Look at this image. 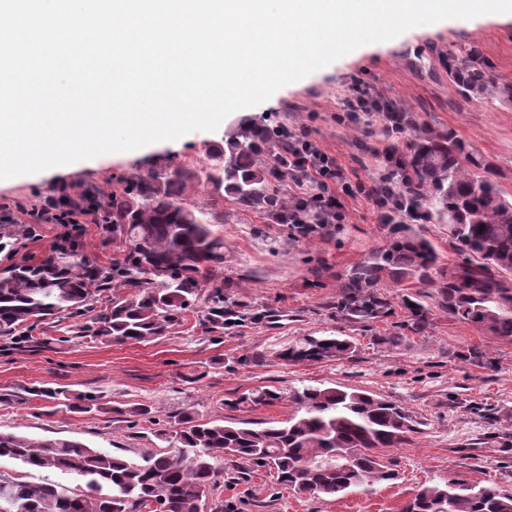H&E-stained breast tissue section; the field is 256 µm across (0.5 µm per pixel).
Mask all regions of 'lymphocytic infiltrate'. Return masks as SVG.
<instances>
[{"mask_svg":"<svg viewBox=\"0 0 512 512\" xmlns=\"http://www.w3.org/2000/svg\"><path fill=\"white\" fill-rule=\"evenodd\" d=\"M288 152V208L277 215L276 221L291 225L299 234L346 223L342 202L346 196L360 195L372 201L387 223L397 216L412 223L427 218L422 205L409 199L399 154L393 144L373 149L381 175L378 182L371 184L350 181L336 157L317 144L309 129L289 131Z\"/></svg>","mask_w":512,"mask_h":512,"instance_id":"lymphocytic-infiltrate-1","label":"lymphocytic infiltrate"}]
</instances>
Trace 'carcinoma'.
Returning <instances> with one entry per match:
<instances>
[{
	"instance_id": "obj_1",
	"label": "carcinoma",
	"mask_w": 512,
	"mask_h": 512,
	"mask_svg": "<svg viewBox=\"0 0 512 512\" xmlns=\"http://www.w3.org/2000/svg\"><path fill=\"white\" fill-rule=\"evenodd\" d=\"M448 78L465 98L512 102V84L493 79L490 63L473 46L448 56ZM394 133L408 130L402 156L411 175L412 197L448 219L450 237L465 255L445 266L432 243L410 224H393L386 245L338 277L336 313L356 323L371 322L390 310L383 282L436 284L433 300L448 317L486 335L512 341V198L489 176L487 165L453 131L415 123L406 112H387ZM281 131L255 117H243L224 132V152L197 169L179 165L127 184L120 197L88 196L63 210L90 209L91 218L110 226L124 243L106 264L79 257L78 244H57L39 259L25 257L0 272V335L29 343L31 332L64 314L85 315L97 297L110 294L104 312L79 326L102 341L143 343L162 336L200 313L211 331L258 319L246 306L224 299V238L215 230L217 213L189 208L192 185H207L219 199L274 214L288 206L274 179L288 166L261 154L279 144ZM24 229L0 227V252L17 255L26 246ZM422 294L402 299L407 327L421 333L431 310ZM354 341L342 336H306L278 357L301 363L344 359ZM71 413L100 409L94 392L73 394L63 387H38ZM296 411L281 421L202 422L184 415L171 431H156L171 449L148 451L141 461L102 452L74 440H36L0 432V459L21 462L31 471L73 473L84 486L23 480L0 473V497L8 512H197L206 490L216 484L213 461L236 464L241 473L273 472L276 483L298 496L336 500L353 488L391 482L396 473L377 453L402 448L418 430L401 404L359 389L308 385L289 393ZM282 400L275 387H259L228 405L256 409ZM402 512H512V492L496 482L476 486L444 480L424 486Z\"/></svg>"
}]
</instances>
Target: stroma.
<instances>
[{
  "mask_svg": "<svg viewBox=\"0 0 512 512\" xmlns=\"http://www.w3.org/2000/svg\"><path fill=\"white\" fill-rule=\"evenodd\" d=\"M474 44L494 67V76L512 83V21L449 19L414 27L395 42L361 46L326 69L284 86L245 113L273 125L312 130L318 143L336 156L350 180L378 178L371 147L383 142L406 152L409 133L389 135L383 114L349 119L345 100L351 82L368 84L384 100L417 123L453 130L489 163L500 188L512 195V104L487 103L458 95L448 80V54ZM222 128L190 132L175 143L158 141L138 153L74 162L59 168L0 181V224L32 227L27 256L41 257L56 244L58 224H32L31 215L50 198L76 197L94 190L101 198L119 194L124 183L179 164H210L224 148ZM346 223L298 235L264 213L224 201V280L232 300L261 318L208 332L197 315L152 341L110 343L77 335L73 319L51 320L34 332L36 349L0 336V431L28 437L69 439L104 452L139 460L161 447L154 435L172 416L186 412L199 420H282L295 411L284 400L252 411L230 408L229 400L259 386L280 390L345 386L368 390L404 405L420 429L402 448L382 449L395 469L393 482L355 489L336 500L300 497L258 471L235 479V469L218 461V486L207 491L201 512H400L419 488L458 479L493 480L512 489V446L498 435L512 431V341L490 338L467 324L434 311L423 333L404 328L401 299L409 283L385 282L387 314L367 323L336 315L337 277L383 246L389 224L371 201L345 198ZM339 333L352 337V357L292 364L279 357L303 336ZM398 334L399 346L383 344ZM481 351V360L470 359ZM261 362H252V355ZM63 386L96 392L101 408L74 414L47 400H33L34 387ZM149 415H135L139 406Z\"/></svg>",
  "mask_w": 512,
  "mask_h": 512,
  "instance_id": "35a3bbf8",
  "label": "stroma"
}]
</instances>
